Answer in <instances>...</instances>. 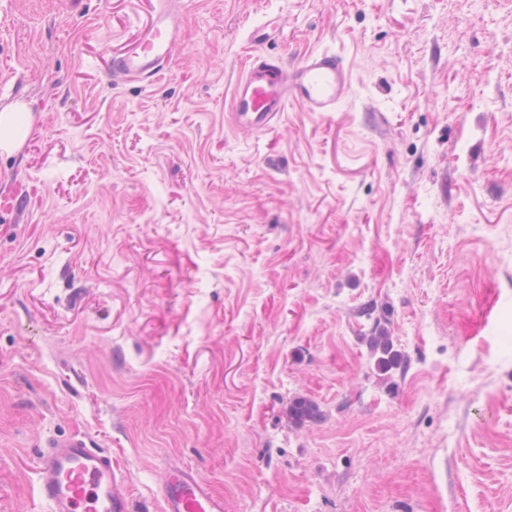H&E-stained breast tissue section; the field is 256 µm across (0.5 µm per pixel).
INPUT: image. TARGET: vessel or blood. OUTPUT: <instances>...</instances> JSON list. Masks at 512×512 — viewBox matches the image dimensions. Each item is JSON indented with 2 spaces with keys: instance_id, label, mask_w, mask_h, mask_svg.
I'll return each instance as SVG.
<instances>
[{
  "instance_id": "1",
  "label": "vessel or blood",
  "mask_w": 512,
  "mask_h": 512,
  "mask_svg": "<svg viewBox=\"0 0 512 512\" xmlns=\"http://www.w3.org/2000/svg\"><path fill=\"white\" fill-rule=\"evenodd\" d=\"M179 0H155L151 18L134 44L116 52L109 75L154 83L165 75L177 45ZM350 73L342 59L313 50L294 66L263 54L250 57L231 93L235 128L262 133L278 123L290 104L309 112H332L343 99ZM36 490L46 512H132L127 482L108 449L85 436L54 440L36 461ZM163 512H224L223 496L186 467L161 472Z\"/></svg>"
}]
</instances>
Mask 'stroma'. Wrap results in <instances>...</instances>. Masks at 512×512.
<instances>
[{
  "mask_svg": "<svg viewBox=\"0 0 512 512\" xmlns=\"http://www.w3.org/2000/svg\"><path fill=\"white\" fill-rule=\"evenodd\" d=\"M151 9L0 0V512L74 434L134 512L166 464L225 512H512V0H183L165 78L112 83ZM318 48L336 111L232 128L250 55ZM30 112L23 105L0 112V150L12 153L25 141L29 126ZM366 342L373 356H376L378 371L388 374L394 369L401 368L404 358L400 351L395 349L392 336L385 323L375 321L370 336H365ZM283 414L288 423L294 427L318 422L324 416L318 403L302 395L292 397L284 407Z\"/></svg>",
  "mask_w": 512,
  "mask_h": 512,
  "instance_id": "stroma-1",
  "label": "stroma"
}]
</instances>
